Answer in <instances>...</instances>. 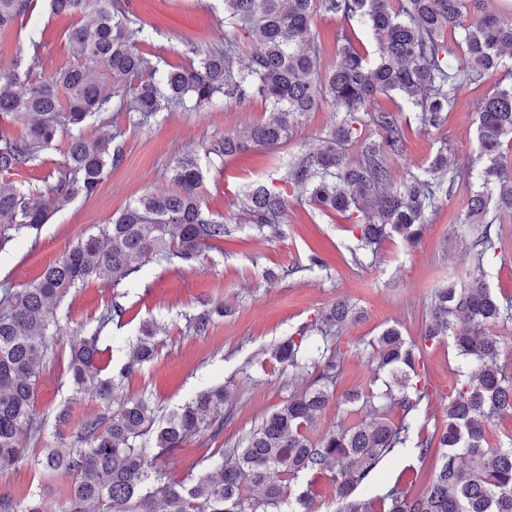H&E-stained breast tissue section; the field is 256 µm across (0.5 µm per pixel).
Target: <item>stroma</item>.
Instances as JSON below:
<instances>
[{
	"label": "stroma",
	"instance_id": "obj_1",
	"mask_svg": "<svg viewBox=\"0 0 512 512\" xmlns=\"http://www.w3.org/2000/svg\"><path fill=\"white\" fill-rule=\"evenodd\" d=\"M129 4L131 14L147 31L141 49L159 70L190 64L180 36L193 38L203 48L222 41V0H129ZM90 22L87 16L55 15L48 0H34L24 19L8 33H0V53L8 57L34 42L43 70L73 64L76 57L68 34L71 28ZM313 25L319 34L322 66L334 68L340 59V35L347 23L340 16L320 12ZM504 77L501 71L487 74L458 93L442 129L409 125L404 156L389 161L394 182L421 174L444 141L458 159L474 157L479 150L475 119L481 101ZM265 110V102L256 97L240 104L222 100L197 112L164 111L147 127L137 125L132 114L124 111L91 119L83 134L116 135L124 151L122 163L96 195L76 198L54 212L40 229L14 234L0 250V288L33 285L81 233L104 223L143 194L169 190V169L182 152L224 133L244 131L261 119ZM335 121L334 112L326 105L299 117L288 153L317 147ZM275 175L273 155L260 150L225 159L208 171L204 200L214 215L233 222L237 198L244 187L269 181ZM465 200L464 187H453L440 208L427 215L415 248L406 249L391 238L382 242L373 258L359 264L350 254L349 219L322 214L307 200L292 195L279 236L265 240L242 224L219 248L206 251L194 266L150 260L119 285L93 279L71 289L57 307L56 333L49 339L53 355L37 382L35 409L43 422V435L34 446L35 453L70 444L83 418L105 410L104 403L92 393L72 390L66 372L70 341L78 335L99 333L100 344L107 349L105 374L115 376L146 321L165 324L167 332L160 337L154 359L116 391L114 404L145 398L166 417L200 391L220 384L233 410L222 434L213 437L205 432L192 437L172 456L158 460V467L175 482L201 475L208 456L237 444L289 396L307 386V378L294 377L272 358V348L336 300L355 303L363 316L339 332L341 374L335 392L341 396L368 390L370 340L388 326L399 327L406 337L419 340L434 289L464 278L473 266L469 232L460 223ZM501 223L502 251L488 271L487 283L493 293L507 298L512 297V219L502 218ZM314 254L320 257V264H311ZM281 267L287 269V276L267 284L265 270ZM116 296L127 308V315L122 322L99 326V316ZM207 300L223 301L227 313L209 335L188 334L186 315L199 311ZM460 367L448 343L428 351L425 371L429 401L421 406L422 417L442 418L460 381ZM63 412L69 416L64 424L58 420ZM431 471V462H419L414 451L395 452L379 464L372 486L382 494L399 485L414 496L424 491ZM71 483L63 473H45L26 462L0 466V494L20 501L37 500L45 512H58Z\"/></svg>",
	"mask_w": 512,
	"mask_h": 512
}]
</instances>
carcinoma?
<instances>
[{
  "instance_id": "cac0c4a2",
  "label": "carcinoma",
  "mask_w": 512,
  "mask_h": 512,
  "mask_svg": "<svg viewBox=\"0 0 512 512\" xmlns=\"http://www.w3.org/2000/svg\"><path fill=\"white\" fill-rule=\"evenodd\" d=\"M33 0H0V33L29 13ZM63 16L93 17L89 27L69 35L80 62L34 76L38 52L19 49L0 69V115L25 126L19 136L0 134V175L11 176L35 165L58 135L82 128L113 110L136 114L147 124L164 110H202L217 96L267 104L268 115L235 133L201 143L171 167L172 188L146 193L109 216L96 233H86L39 281L21 290L0 291V465L31 462L73 478L62 512H313V487L319 478L336 485L337 512H512V436L492 447L491 421L512 412V374L499 364L502 342L494 328L512 321V303L503 302L486 283L485 262L496 256L499 235L485 223L489 207L512 217V165L502 151L512 142V83L498 84L482 103L477 118L479 154L459 162L448 157L442 141L424 175L394 184L388 161L403 155L406 127L402 111L376 105L380 95H402L413 120L444 127L455 93L464 84L507 68L512 54V21L488 10L487 0H223L224 46L201 51L180 37L196 57L188 66L156 76V66L140 49L143 24L132 18L128 0H49ZM354 24L343 32L340 62L325 71L316 44L313 18L319 12ZM371 35L375 58L355 46L356 30ZM255 44L248 61H237L235 33ZM460 35L463 54L448 50V36ZM329 104L339 123L316 149L281 163L279 181L322 214L340 213L355 220L352 258L386 238L409 246L421 237L426 214L440 207L433 187L448 181L467 190L465 224L484 228L472 240L476 264L461 286L434 290L420 342L396 327L385 328L371 346L374 380L382 387L334 399L340 353L334 327L357 317L356 306L338 300L276 345L272 356L303 375L315 365L317 378L234 448L220 451L204 473L175 483L154 462L173 454L187 439L224 429V387H213L185 402L179 411L156 422L149 402L138 399L112 409V394L157 351L161 327L146 322L130 360L117 379L100 377V336L93 333L70 345L67 373L77 391H93L107 410L82 421L76 440L65 448L30 457L20 440L39 441L42 422L35 412L36 385L49 358L57 302L73 288L96 278L114 286L149 259L191 266L202 252L224 242L234 225L214 217L204 205L206 166L248 151L277 153L288 144L298 116ZM375 136L364 134L366 126ZM116 135H70L65 162L46 186L52 203L95 195L113 168L123 161ZM358 146L348 159L346 147ZM288 198L280 188L250 186L239 200L245 221L261 235L277 236L286 223ZM50 218L41 188L0 182V248L12 232L39 229ZM127 313L112 301L99 317L104 326ZM224 317L214 302L186 319L195 336H206ZM450 340L465 360L464 381L448 399L432 430L419 427L420 408L428 397L422 372L425 351ZM361 404L372 417L342 423L319 438L311 436L331 401ZM417 432L414 448L435 469L424 492L412 496L393 488L376 497L367 489L382 459L403 447ZM148 433L157 452L136 446ZM309 475L306 489L293 495L292 481ZM288 510H281V506ZM0 512H42L38 502L0 494Z\"/></svg>"
}]
</instances>
